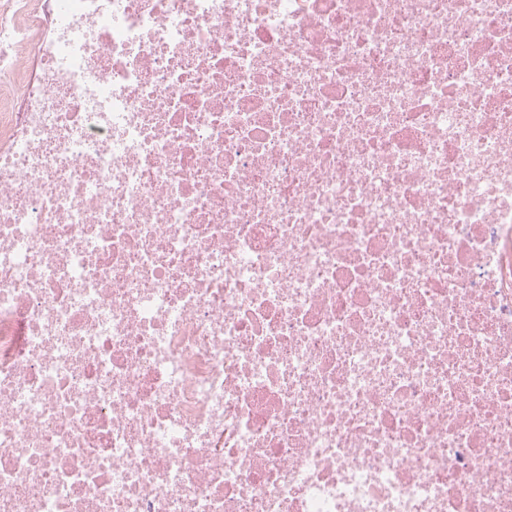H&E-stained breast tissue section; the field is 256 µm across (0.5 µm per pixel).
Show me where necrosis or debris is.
<instances>
[{
    "label": "necrosis or debris",
    "mask_w": 512,
    "mask_h": 512,
    "mask_svg": "<svg viewBox=\"0 0 512 512\" xmlns=\"http://www.w3.org/2000/svg\"><path fill=\"white\" fill-rule=\"evenodd\" d=\"M0 512H512V0H0Z\"/></svg>",
    "instance_id": "necrosis-or-debris-1"
}]
</instances>
